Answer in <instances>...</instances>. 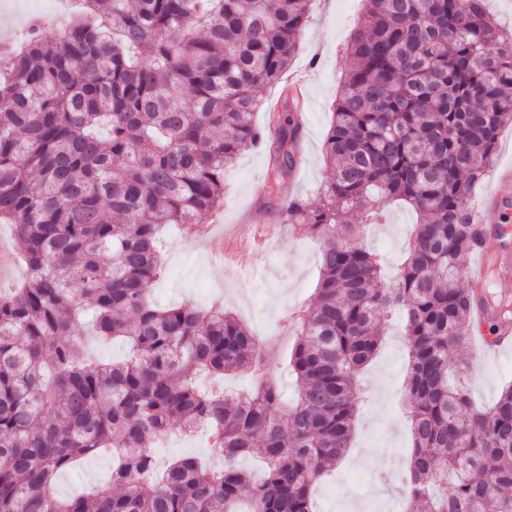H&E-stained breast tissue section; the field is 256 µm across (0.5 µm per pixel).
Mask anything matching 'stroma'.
Wrapping results in <instances>:
<instances>
[{
	"mask_svg": "<svg viewBox=\"0 0 512 512\" xmlns=\"http://www.w3.org/2000/svg\"><path fill=\"white\" fill-rule=\"evenodd\" d=\"M364 11V0H314L300 49L280 84L261 87V107L255 114L266 124L271 111L281 104L284 87L301 84L303 108L302 163L285 181L277 199H269L265 176L269 155L249 150L224 172L223 209L207 216L210 224L234 229L267 218L278 208V224L288 222L286 209L294 198L314 203L323 180V143L327 135L340 79L347 67V49ZM415 217L403 207L390 206L385 223L368 229L366 244L386 259L387 274H394L400 255L414 231ZM164 257L169 271L153 291L161 306L191 297L200 302L219 299L257 336L273 339L278 352H286L291 311L311 302L319 279L318 247L308 238L291 233L280 235L268 259L259 260L258 275L234 274L218 265L207 242L187 238L185 231L170 227L164 233ZM407 350L396 325L386 326L381 348L368 366L364 385L368 394L351 446L326 482L315 493L316 512H341L337 485L358 484L356 502L361 512H382L386 504L405 501L404 478L410 434L404 423L408 400L404 395ZM512 381V352L481 357L472 351L467 383L477 407L493 404L502 386ZM112 458L100 456L86 461L78 471L62 474L56 489L67 495L88 485L111 480Z\"/></svg>",
	"mask_w": 512,
	"mask_h": 512,
	"instance_id": "stroma-1",
	"label": "stroma"
}]
</instances>
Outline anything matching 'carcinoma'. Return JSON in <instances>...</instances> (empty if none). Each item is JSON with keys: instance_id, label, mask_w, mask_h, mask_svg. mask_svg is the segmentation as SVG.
<instances>
[{"instance_id": "carcinoma-1", "label": "carcinoma", "mask_w": 512, "mask_h": 512, "mask_svg": "<svg viewBox=\"0 0 512 512\" xmlns=\"http://www.w3.org/2000/svg\"><path fill=\"white\" fill-rule=\"evenodd\" d=\"M82 2L68 27L34 20L0 50V223L25 269L0 293V512H314L395 314L412 400L405 495L417 512H512V381L485 410L457 381L482 329L479 294L458 278L501 238L476 224L470 190L512 124V33L485 0H366L319 203L288 205L292 229L320 243V279L277 364L222 302L159 308L149 293L166 274L161 228L216 213L239 155L265 146L271 196L295 172L302 100L286 94L270 132L255 91L288 69L313 0ZM391 201L417 222L388 282L361 233ZM88 314L101 343L131 354L90 355ZM238 371L257 381L249 396L200 385ZM200 424L224 469L160 460L174 430ZM104 452L109 485L55 494ZM250 455L258 474L238 466Z\"/></svg>"}]
</instances>
